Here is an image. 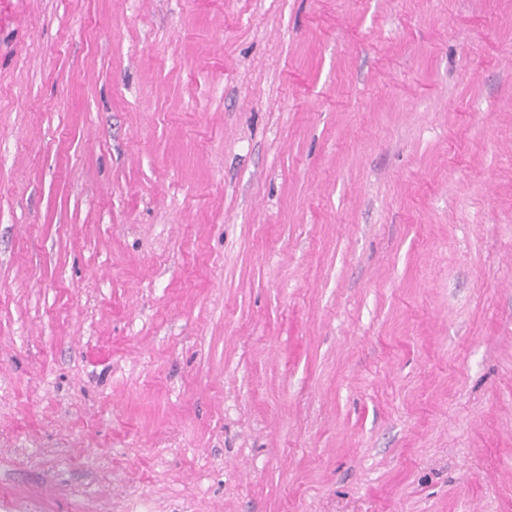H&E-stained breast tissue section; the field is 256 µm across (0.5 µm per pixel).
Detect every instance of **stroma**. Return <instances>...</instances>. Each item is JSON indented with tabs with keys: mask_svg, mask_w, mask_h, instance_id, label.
Returning a JSON list of instances; mask_svg holds the SVG:
<instances>
[{
	"mask_svg": "<svg viewBox=\"0 0 512 512\" xmlns=\"http://www.w3.org/2000/svg\"><path fill=\"white\" fill-rule=\"evenodd\" d=\"M0 512H512V0L5 5Z\"/></svg>",
	"mask_w": 512,
	"mask_h": 512,
	"instance_id": "1",
	"label": "stroma"
}]
</instances>
